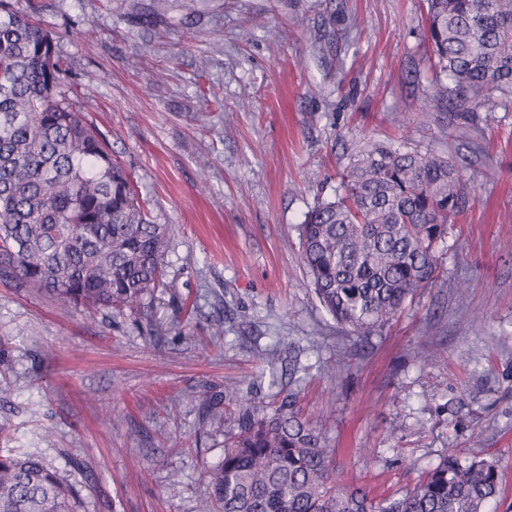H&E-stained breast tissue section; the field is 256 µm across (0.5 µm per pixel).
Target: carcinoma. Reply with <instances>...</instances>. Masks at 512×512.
Instances as JSON below:
<instances>
[{"label": "carcinoma", "instance_id": "carcinoma-1", "mask_svg": "<svg viewBox=\"0 0 512 512\" xmlns=\"http://www.w3.org/2000/svg\"><path fill=\"white\" fill-rule=\"evenodd\" d=\"M433 94L474 110L512 93V0H425ZM56 37L0 0V278L64 306L134 307L163 276L165 224L147 218L124 168L63 90ZM467 183L442 154L369 141L339 173L334 199L301 225L311 286L337 323L363 334L432 286ZM239 433L207 472L199 512H489L495 463L455 450L399 496L341 483L333 449L298 417L296 394L230 398ZM0 512H84L77 485L35 453L0 451Z\"/></svg>", "mask_w": 512, "mask_h": 512}]
</instances>
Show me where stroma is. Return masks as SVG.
<instances>
[{"label": "stroma", "instance_id": "obj_1", "mask_svg": "<svg viewBox=\"0 0 512 512\" xmlns=\"http://www.w3.org/2000/svg\"><path fill=\"white\" fill-rule=\"evenodd\" d=\"M139 3L18 0L169 234L134 310L0 278V449L37 452L86 512H198L238 432L212 412L292 391L344 482L400 492L453 448L497 462L491 510L512 512V96L425 109L423 0H171L148 22ZM368 140L480 154L435 286L358 336L316 297L299 226Z\"/></svg>", "mask_w": 512, "mask_h": 512}]
</instances>
